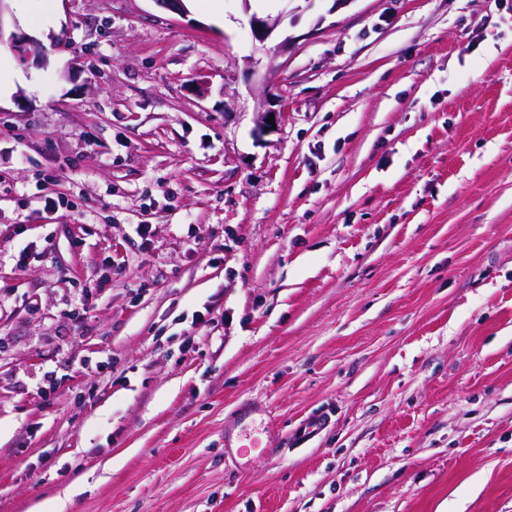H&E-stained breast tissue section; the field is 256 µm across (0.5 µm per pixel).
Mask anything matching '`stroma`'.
Listing matches in <instances>:
<instances>
[{
  "instance_id": "obj_1",
  "label": "stroma",
  "mask_w": 512,
  "mask_h": 512,
  "mask_svg": "<svg viewBox=\"0 0 512 512\" xmlns=\"http://www.w3.org/2000/svg\"><path fill=\"white\" fill-rule=\"evenodd\" d=\"M39 2L0 512H512V0Z\"/></svg>"
}]
</instances>
